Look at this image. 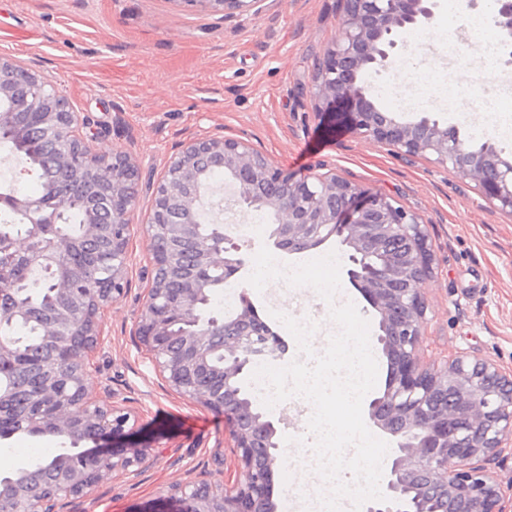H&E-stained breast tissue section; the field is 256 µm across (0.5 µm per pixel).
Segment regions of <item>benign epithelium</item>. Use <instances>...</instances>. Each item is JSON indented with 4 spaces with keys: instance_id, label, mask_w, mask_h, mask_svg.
Here are the masks:
<instances>
[{
    "instance_id": "obj_1",
    "label": "benign epithelium",
    "mask_w": 512,
    "mask_h": 512,
    "mask_svg": "<svg viewBox=\"0 0 512 512\" xmlns=\"http://www.w3.org/2000/svg\"><path fill=\"white\" fill-rule=\"evenodd\" d=\"M226 17L259 11L262 0H183ZM338 35L298 93L317 108L343 105L361 135L397 154L421 155L474 182L495 209L512 215V161L496 146L475 144L425 114L417 120L381 111L364 93L359 80L386 69L398 38L410 27L426 26L434 17V0H338ZM494 26L512 41V0H495ZM32 116L16 126L25 139L39 129L63 143L54 161L83 189L88 235L81 241L55 231L59 206L39 197L14 194L22 222L29 225L25 254L63 273L56 288L71 305L43 323V344L67 343L80 353L59 381H41L48 405H37L28 422L35 432L52 424L62 433L88 431L99 443L120 433L129 421L111 401L92 398L86 379L94 369L100 328L113 300L125 292L126 270L134 233L131 214L137 199L139 172L121 151L97 152L83 129L88 122L69 101L50 88L39 72L0 55V123ZM213 167L224 169L233 187L234 205L260 207L273 214L270 238L275 247L300 253L331 238L361 256L379 257L380 268L355 269L356 282L379 315L378 342L393 358L384 391L369 404L373 427L395 438L387 466L383 501H371L365 512H506L497 479L486 462L512 456V374L482 358L457 351L442 363L423 366L417 357L423 341L426 304L417 285L431 277L433 254L426 224L386 194H374L336 173L293 179L275 167L250 143L235 138L197 137L184 142L167 164L153 196L151 218L143 238L153 259L150 286L143 296L134 336L151 355L155 371L181 397L224 413L240 477L236 480L185 484L172 489L180 512H277L274 476L282 448L274 424L237 399L236 386L256 353L254 337L270 329L241 293V307L224 320L204 319L198 306L215 279L231 277L243 266L239 245L224 236L216 249L194 225L195 251L182 252L187 218L212 205L217 189L208 180ZM110 243L112 273L91 280L64 263L65 256ZM224 381V394L201 387L200 374ZM74 466L58 462V476L28 502L25 512H60L74 498L91 497L116 471L143 464L138 451L96 450Z\"/></svg>"
}]
</instances>
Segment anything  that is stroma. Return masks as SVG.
<instances>
[{
	"label": "stroma",
	"instance_id": "stroma-1",
	"mask_svg": "<svg viewBox=\"0 0 512 512\" xmlns=\"http://www.w3.org/2000/svg\"><path fill=\"white\" fill-rule=\"evenodd\" d=\"M431 26L411 28L398 40L396 60H410L423 74L406 88L407 119L429 111L456 126L465 140L492 139L460 123L457 113L435 100L438 86L476 85L490 95H512V57L487 65L482 40L465 17L487 16L485 5L449 16L448 0H435ZM457 38L462 59L448 57L434 30ZM338 33L337 0H264L256 15L226 18L181 0H0V54L13 56L46 76L90 119L98 152L122 150L140 176L134 227L150 216L152 189L176 147L209 135L249 141L284 173L307 178L327 171L371 192L395 198L423 218L434 258L433 275L419 285L427 312L419 349L421 364L457 351L487 359L512 373V216L495 210L473 183L420 156L398 155L361 136L343 112H316L300 102L306 81ZM250 209L225 208L224 232L240 244L244 260L234 277L245 285L249 260L268 235L249 236ZM129 288L111 304L102 323L97 368L88 389L131 417L112 443L138 448L145 464L136 475H115L99 486L93 503L74 501L67 512H178L172 486L238 478L231 449L222 447L224 417L180 397L155 372L133 335L147 286L150 255L142 235L130 243ZM259 316L280 336L285 326L275 311L316 324L311 337L323 352L337 326L329 305L311 288L249 290ZM313 412L293 397L266 410L288 463L287 491H275L280 512L308 506L317 512L312 487Z\"/></svg>",
	"mask_w": 512,
	"mask_h": 512
}]
</instances>
